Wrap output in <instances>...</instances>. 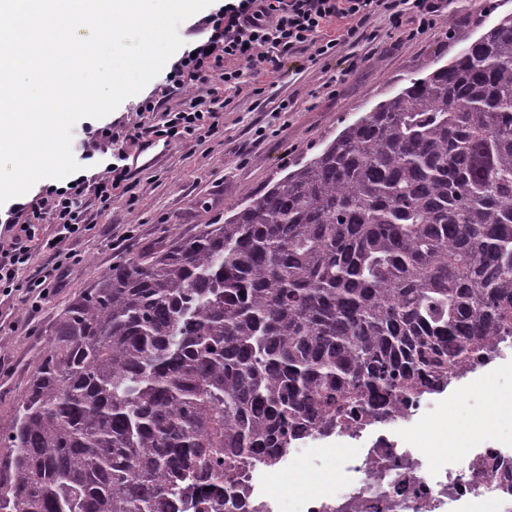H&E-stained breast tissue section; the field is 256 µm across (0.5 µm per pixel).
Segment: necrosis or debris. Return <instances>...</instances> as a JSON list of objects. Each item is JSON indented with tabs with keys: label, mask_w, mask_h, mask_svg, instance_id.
Masks as SVG:
<instances>
[{
	"label": "necrosis or debris",
	"mask_w": 512,
	"mask_h": 512,
	"mask_svg": "<svg viewBox=\"0 0 512 512\" xmlns=\"http://www.w3.org/2000/svg\"><path fill=\"white\" fill-rule=\"evenodd\" d=\"M509 371L512 344L461 367L448 384L407 407L375 394L376 417L367 425L301 438L273 467L251 469L232 512H512V435L502 432L503 415L490 413L486 430L453 457L430 449L447 431L421 432L463 399L494 395ZM309 458L330 461L325 483L294 498L271 489V474L288 476Z\"/></svg>",
	"instance_id": "obj_1"
}]
</instances>
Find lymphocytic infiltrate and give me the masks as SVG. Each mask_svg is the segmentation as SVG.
<instances>
[{"mask_svg": "<svg viewBox=\"0 0 512 512\" xmlns=\"http://www.w3.org/2000/svg\"><path fill=\"white\" fill-rule=\"evenodd\" d=\"M438 11L436 0H226L203 23L210 31L207 39L174 62L163 98L170 107L152 96L141 102L140 111L161 112L158 123L138 126L124 141L103 128L92 147L109 146L111 167L90 180L79 177L62 188L47 187L35 201L9 208L4 224L15 234L10 241L0 240V293L18 292L36 300L62 284L81 261L71 241L94 229L82 203L86 190H93L102 214L113 198L132 188L129 146L160 140L195 146L214 134L221 112L231 103L230 91L241 88L244 76L272 78L287 60L337 54L342 46L362 41L377 16L406 39H417L435 27ZM338 22L343 30L337 34L331 27ZM47 216L58 230L54 238L37 240L35 223ZM40 249L49 258L38 266L34 260Z\"/></svg>", "mask_w": 512, "mask_h": 512, "instance_id": "1", "label": "lymphocytic infiltrate"}]
</instances>
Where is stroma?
Listing matches in <instances>:
<instances>
[{
  "label": "stroma",
  "mask_w": 512,
  "mask_h": 512,
  "mask_svg": "<svg viewBox=\"0 0 512 512\" xmlns=\"http://www.w3.org/2000/svg\"><path fill=\"white\" fill-rule=\"evenodd\" d=\"M486 0H447L448 10L439 25L417 40L390 33L387 20L373 18L374 40L352 46L361 62L335 91L324 84L343 56L307 61H287L258 100L249 89L234 94L233 103L219 119L216 133L201 144L185 148L156 143L129 159L134 180L145 182L136 204L113 199L105 214H98L93 196H85L89 215L97 224L94 236L72 241L83 260L72 267L57 292L31 308L19 296L0 295V418L8 416L47 347L46 332L69 301L94 287L124 254H137L162 241L194 235L202 225L223 220L246 193H257L272 181L319 153L327 141L378 102L447 64L465 46L507 14L512 0H493L496 9L486 12ZM165 74H158L142 95L124 100L101 119L84 118L72 133L73 156H79L92 132L109 126L127 133L140 123H152L139 113L142 96L160 95ZM289 100L288 111L275 105ZM134 236L127 252L112 244L125 231Z\"/></svg>",
  "instance_id": "obj_1"
}]
</instances>
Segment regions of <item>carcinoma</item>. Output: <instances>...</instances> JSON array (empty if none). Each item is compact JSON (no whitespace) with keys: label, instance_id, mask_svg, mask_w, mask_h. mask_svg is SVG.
<instances>
[{"label":"carcinoma","instance_id":"carcinoma-1","mask_svg":"<svg viewBox=\"0 0 512 512\" xmlns=\"http://www.w3.org/2000/svg\"><path fill=\"white\" fill-rule=\"evenodd\" d=\"M0 426V512H225L246 467L512 336V15L193 236L112 268Z\"/></svg>","mask_w":512,"mask_h":512}]
</instances>
